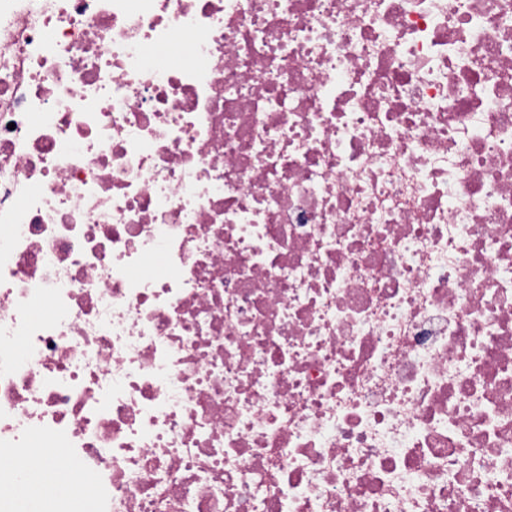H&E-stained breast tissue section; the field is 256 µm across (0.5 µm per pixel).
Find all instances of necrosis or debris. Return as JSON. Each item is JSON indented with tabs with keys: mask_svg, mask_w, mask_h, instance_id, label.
I'll list each match as a JSON object with an SVG mask.
<instances>
[{
	"mask_svg": "<svg viewBox=\"0 0 512 512\" xmlns=\"http://www.w3.org/2000/svg\"><path fill=\"white\" fill-rule=\"evenodd\" d=\"M512 512V0H0V512Z\"/></svg>",
	"mask_w": 512,
	"mask_h": 512,
	"instance_id": "1",
	"label": "necrosis or debris"
}]
</instances>
